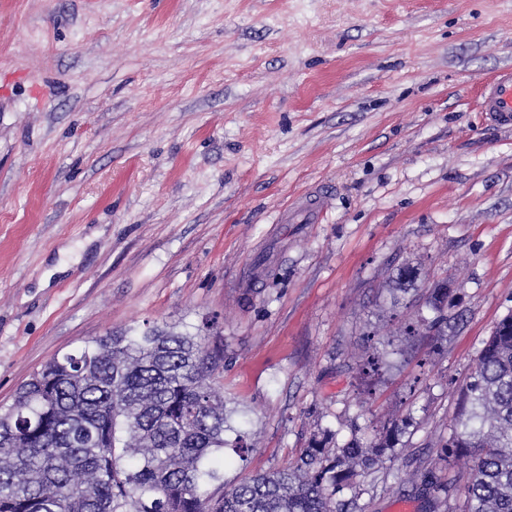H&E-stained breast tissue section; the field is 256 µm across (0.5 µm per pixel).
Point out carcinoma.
<instances>
[{"instance_id":"carcinoma-1","label":"carcinoma","mask_w":512,"mask_h":512,"mask_svg":"<svg viewBox=\"0 0 512 512\" xmlns=\"http://www.w3.org/2000/svg\"><path fill=\"white\" fill-rule=\"evenodd\" d=\"M417 269L398 270L407 290ZM429 328L448 324L432 289ZM224 346L158 327L109 331L57 354L0 406V512H344L336 496L389 448L315 445L285 468L224 484ZM472 459L465 512H512V314L476 356L445 444Z\"/></svg>"}]
</instances>
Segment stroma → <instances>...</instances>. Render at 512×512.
<instances>
[{"mask_svg": "<svg viewBox=\"0 0 512 512\" xmlns=\"http://www.w3.org/2000/svg\"><path fill=\"white\" fill-rule=\"evenodd\" d=\"M509 66L512 0H0V405L167 326L224 346L225 484L398 419L348 512H459L403 475L469 467L443 445L512 313V130L479 111ZM322 190L321 223L286 222ZM443 281L461 320L400 332Z\"/></svg>", "mask_w": 512, "mask_h": 512, "instance_id": "35a3bbf8", "label": "stroma"}]
</instances>
